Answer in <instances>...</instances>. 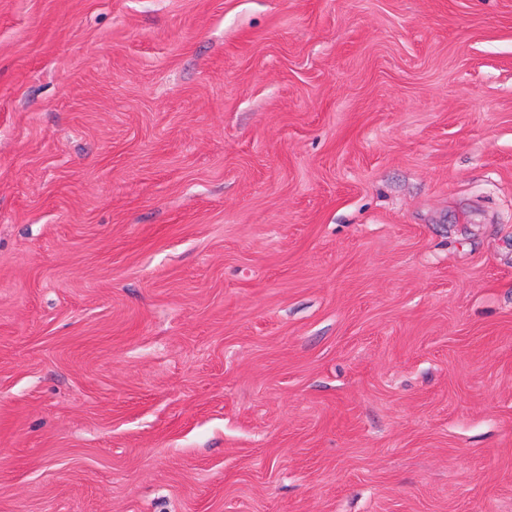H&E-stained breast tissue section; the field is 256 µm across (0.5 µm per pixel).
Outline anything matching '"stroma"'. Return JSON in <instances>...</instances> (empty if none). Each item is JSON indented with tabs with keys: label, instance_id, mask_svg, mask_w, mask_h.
I'll return each mask as SVG.
<instances>
[{
	"label": "stroma",
	"instance_id": "stroma-1",
	"mask_svg": "<svg viewBox=\"0 0 512 512\" xmlns=\"http://www.w3.org/2000/svg\"><path fill=\"white\" fill-rule=\"evenodd\" d=\"M0 512H512V0H0Z\"/></svg>",
	"mask_w": 512,
	"mask_h": 512
}]
</instances>
